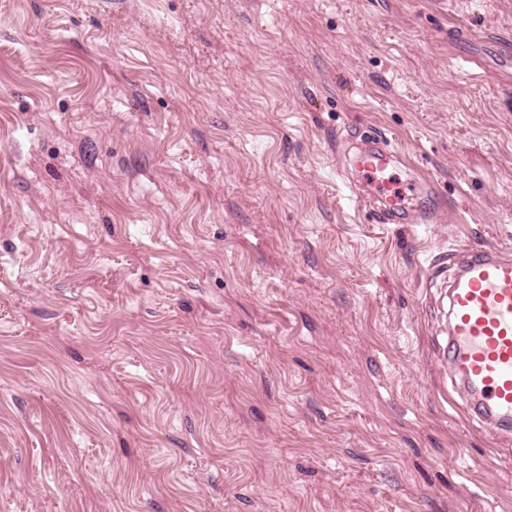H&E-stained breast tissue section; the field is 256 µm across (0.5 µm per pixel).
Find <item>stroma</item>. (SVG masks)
Returning a JSON list of instances; mask_svg holds the SVG:
<instances>
[{"mask_svg":"<svg viewBox=\"0 0 512 512\" xmlns=\"http://www.w3.org/2000/svg\"><path fill=\"white\" fill-rule=\"evenodd\" d=\"M512 0H0V512H512L436 270L512 251ZM387 139L435 224L337 169Z\"/></svg>","mask_w":512,"mask_h":512,"instance_id":"35a3bbf8","label":"stroma"}]
</instances>
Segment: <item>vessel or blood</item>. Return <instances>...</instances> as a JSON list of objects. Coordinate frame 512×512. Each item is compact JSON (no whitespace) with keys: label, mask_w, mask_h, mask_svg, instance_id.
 I'll return each instance as SVG.
<instances>
[{"label":"vessel or blood","mask_w":512,"mask_h":512,"mask_svg":"<svg viewBox=\"0 0 512 512\" xmlns=\"http://www.w3.org/2000/svg\"><path fill=\"white\" fill-rule=\"evenodd\" d=\"M398 156L376 138L339 174L355 199L380 224H434L439 212L426 207L431 187L412 194L395 186ZM448 378L460 383L472 411L502 430L512 427V253L485 247L460 248L448 291Z\"/></svg>","instance_id":"1"}]
</instances>
